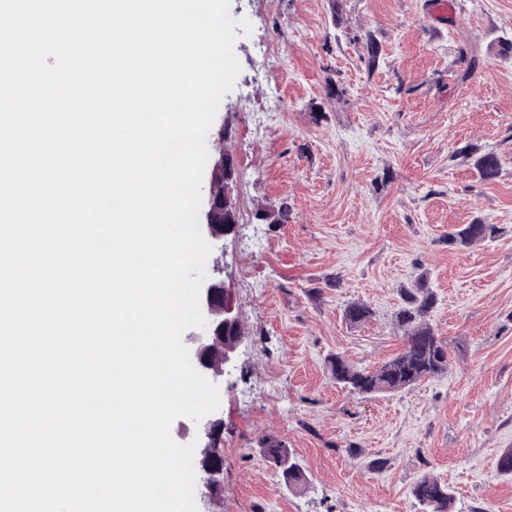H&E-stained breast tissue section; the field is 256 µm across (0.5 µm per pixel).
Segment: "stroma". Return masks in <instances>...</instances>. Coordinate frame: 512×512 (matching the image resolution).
Wrapping results in <instances>:
<instances>
[{
  "mask_svg": "<svg viewBox=\"0 0 512 512\" xmlns=\"http://www.w3.org/2000/svg\"><path fill=\"white\" fill-rule=\"evenodd\" d=\"M428 2L230 0L251 32L206 138L237 164L224 278L244 334L216 411L224 512H421L411 488L427 473L452 512H512L498 468L512 450V0H453L443 23ZM488 152L492 180L475 166ZM283 200L287 222L258 220ZM476 220L494 236L451 241ZM421 276L447 371L350 393L330 357L373 369L401 352L400 291ZM355 301L373 311L358 325L343 315ZM271 436L302 487L265 457Z\"/></svg>",
  "mask_w": 512,
  "mask_h": 512,
  "instance_id": "35a3bbf8",
  "label": "stroma"
}]
</instances>
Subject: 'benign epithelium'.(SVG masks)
I'll use <instances>...</instances> for the list:
<instances>
[{
	"label": "benign epithelium",
	"mask_w": 512,
	"mask_h": 512,
	"mask_svg": "<svg viewBox=\"0 0 512 512\" xmlns=\"http://www.w3.org/2000/svg\"><path fill=\"white\" fill-rule=\"evenodd\" d=\"M208 168V200L199 225L208 240L219 241L237 232V225L224 223V212L235 207L236 162L232 154L221 151L209 162ZM213 271L216 276L205 281L200 291V308L206 327L187 336V340L193 346L191 363L194 368L218 385L235 362L241 336L235 289L219 277L223 272V255L214 258ZM199 427L204 439L196 457L199 501L204 504L202 512H223L224 449L219 443L224 435V419L205 417Z\"/></svg>",
	"instance_id": "obj_1"
}]
</instances>
